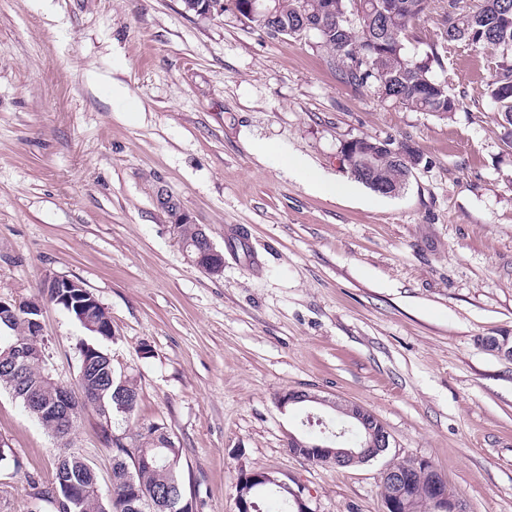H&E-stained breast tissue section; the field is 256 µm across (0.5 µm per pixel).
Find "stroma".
Wrapping results in <instances>:
<instances>
[{"label": "stroma", "mask_w": 512, "mask_h": 512, "mask_svg": "<svg viewBox=\"0 0 512 512\" xmlns=\"http://www.w3.org/2000/svg\"><path fill=\"white\" fill-rule=\"evenodd\" d=\"M487 51L449 46L451 117L344 83L312 36L274 37L233 11L181 0H0V299L42 304L44 354L75 386L87 333L42 292L83 282L112 318L104 349L134 376L138 416L182 450L194 512H237L242 469L302 490L311 512H384L391 457L431 461L468 512H512V148L485 90ZM142 104L121 111L113 86ZM360 136L421 154L384 196L339 161ZM285 148L336 192L297 180ZM164 188L224 254L193 265L154 192ZM291 390L318 404L280 410ZM373 411L386 455L339 468L294 455L307 413ZM0 512H50L58 441L0 390ZM69 451L108 479L91 408Z\"/></svg>", "instance_id": "obj_1"}]
</instances>
